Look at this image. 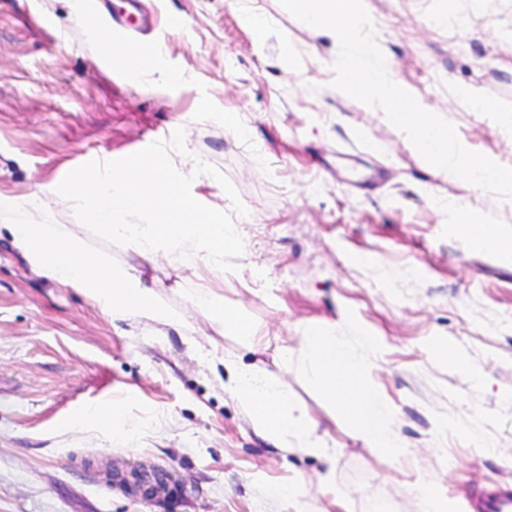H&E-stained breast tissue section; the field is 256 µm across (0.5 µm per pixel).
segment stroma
<instances>
[{
  "label": "stroma",
  "mask_w": 512,
  "mask_h": 512,
  "mask_svg": "<svg viewBox=\"0 0 512 512\" xmlns=\"http://www.w3.org/2000/svg\"><path fill=\"white\" fill-rule=\"evenodd\" d=\"M160 22L143 35L181 75L132 81L97 60L87 14L70 0H0V192L49 189L47 215L75 223L56 192L73 169L115 160L184 129L177 169L201 203L231 213L244 241L222 277L158 260L144 274L187 326L115 319L34 272L0 229V512H420L433 482L455 512H479L490 488L512 492V265L463 248L456 222L512 229V202L430 169L381 112L337 92L332 41L257 0L287 32L299 72L278 63L226 0H147ZM394 77L442 111L471 150L512 166V0H366ZM179 27L167 26V19ZM496 102L479 111L472 97ZM238 115L244 133L225 129ZM224 174L246 215L216 178ZM232 309L264 344L210 332ZM382 346L369 379L403 444L375 456L359 434L288 371L336 448L333 465L274 448L224 386V359L279 374L305 326L341 330L348 316ZM450 345L483 368L471 382L433 356ZM94 404L137 424L109 445L75 418ZM302 482L300 506L278 496Z\"/></svg>",
  "instance_id": "35a3bbf8"
}]
</instances>
